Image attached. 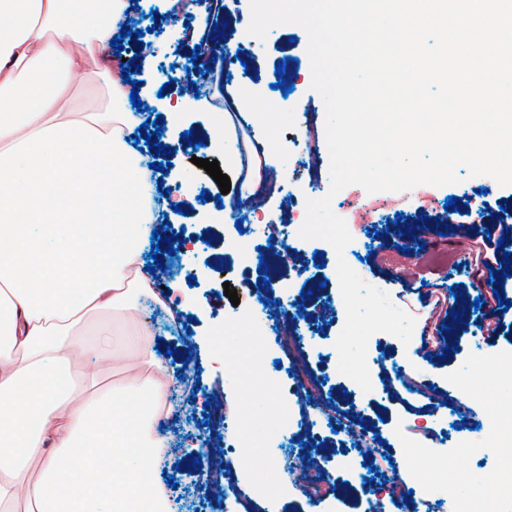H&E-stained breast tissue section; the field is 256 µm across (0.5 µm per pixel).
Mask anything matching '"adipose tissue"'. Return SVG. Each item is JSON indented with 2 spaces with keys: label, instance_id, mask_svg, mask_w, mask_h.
Returning <instances> with one entry per match:
<instances>
[{
  "label": "adipose tissue",
  "instance_id": "1",
  "mask_svg": "<svg viewBox=\"0 0 512 512\" xmlns=\"http://www.w3.org/2000/svg\"><path fill=\"white\" fill-rule=\"evenodd\" d=\"M126 8L0 0V505L14 512H169L153 478L165 366L136 331L103 355L128 385L87 397L99 373L73 366L95 347L69 336L91 315L129 318L151 291L159 216L129 87L105 75L107 108L81 118L69 97Z\"/></svg>",
  "mask_w": 512,
  "mask_h": 512
}]
</instances>
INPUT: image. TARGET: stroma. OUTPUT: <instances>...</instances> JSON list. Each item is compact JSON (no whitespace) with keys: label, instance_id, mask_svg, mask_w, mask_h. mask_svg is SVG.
<instances>
[{"label":"stroma","instance_id":"1","mask_svg":"<svg viewBox=\"0 0 512 512\" xmlns=\"http://www.w3.org/2000/svg\"><path fill=\"white\" fill-rule=\"evenodd\" d=\"M151 4V12L135 7L130 13L142 40L156 41L160 47L157 54L145 58L135 76L140 97L151 114H168L181 101L177 85L184 82L185 75L172 68V61L190 60L194 50L203 48L219 29L230 43L241 48L232 63L215 59L209 96L185 113L180 127L162 126L161 139L165 142L186 131L191 134L190 144L168 153V170L152 174L157 190H169L177 208L170 219L176 238L196 241L193 255L164 258L170 275L161 284L174 305L152 307L145 298H138L136 319L114 327L112 340L116 343L122 342L125 332L145 328L149 348H172V356L163 359L168 372L183 368L194 380L195 394L184 397L182 408L167 407V418L157 426V434L170 439L175 429L187 425L201 438H209L206 403L218 399L245 416L249 442L248 447L225 453L224 472L239 485H257L256 499L261 504L276 502L278 512H400L394 501L377 503L348 476L334 480L328 495L314 503L303 485L289 482L283 473L276 450L279 439L265 423L278 406H290L295 416H302L303 403L288 398L284 391V374L275 365L282 353L273 339L255 338L252 325L240 319L252 296L262 294L276 322L292 318L316 330V350L309 357L311 371L323 378L337 412L357 413L361 424L368 427L370 440L360 448L342 447L328 428L315 434L297 430V439L304 441L315 464L332 472L340 465L359 466L370 460L384 474L408 453L417 483L430 488L441 477H448L464 507H471L472 478L491 483L506 473L503 460L489 447L485 436L498 413L497 407L487 406L486 397L503 385L494 359L512 352V315L496 309L478 323L453 317L444 289L456 287L461 303H471L474 288L468 257L475 253L477 239L487 233L488 220L497 218L502 209L512 210V186L476 176L443 187L422 185L410 191L370 194L350 186L339 193V200L349 205L341 216L353 236L345 250L347 263L364 270L368 284L385 286L392 303L416 320L410 343L387 333L370 338L367 352L377 360L369 368L373 389L366 393L354 388L349 378L339 373L336 359L324 356L345 323L333 248L322 240L296 242L305 271L299 274L287 269L277 258L280 246L269 243L266 219L242 205L235 188L226 194L232 203L231 215L220 218L219 198L224 194L194 163L198 157H216L231 183L239 182V170L225 155H212L202 145L211 124L226 115L233 123L231 150L249 147L256 128L269 134L268 167L281 190L266 210L276 223L290 224L305 217L307 199L327 193L328 156L320 158V182L310 185V159L300 144L304 113L314 114L320 121L326 118L323 100L311 87L306 31L288 24L272 28L263 39L248 34L245 21L251 16L250 0H208L189 9L178 5L177 0H151ZM155 27L162 29V36H152ZM280 81L285 82V89H277ZM244 87L251 96L266 102L267 110L237 106L238 93ZM187 175L204 190V197L189 199L181 193L179 186ZM450 196L456 199V218L468 225V233H440L437 221ZM399 214L404 215L405 226L422 239L437 242V250L418 246L407 251L402 241H385L378 227L391 226ZM248 244L261 252L262 264L243 261L242 249ZM273 273L279 279L271 289L266 280ZM312 284L320 285L319 294L308 295ZM228 286L236 288L239 305H232L225 296ZM407 362L414 366V380L438 390V399L409 394L390 378L394 365ZM453 381L466 388L465 410L449 417L444 405ZM460 434L468 437V448H456ZM382 442L388 444V452H379ZM435 451L454 459L455 469L448 473L436 469L431 461ZM190 459L187 453L173 455L156 468L155 479L167 499L191 502L198 512H247L229 491L220 508H212L206 494L190 485Z\"/></svg>","mask_w":512,"mask_h":512}]
</instances>
